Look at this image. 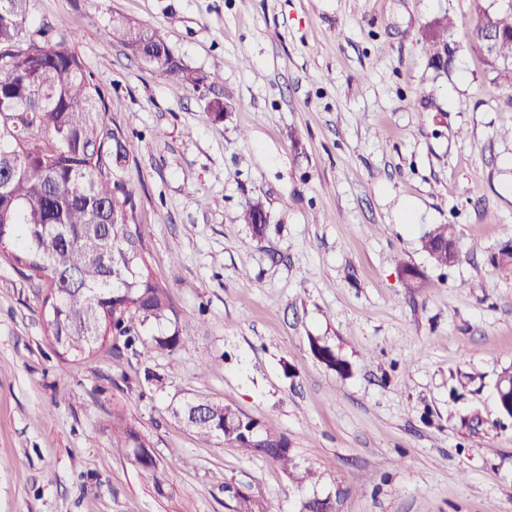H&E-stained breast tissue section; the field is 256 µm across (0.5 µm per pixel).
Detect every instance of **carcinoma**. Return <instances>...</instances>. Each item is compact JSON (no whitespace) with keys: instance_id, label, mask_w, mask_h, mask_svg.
Segmentation results:
<instances>
[{"instance_id":"cac0c4a2","label":"carcinoma","mask_w":512,"mask_h":512,"mask_svg":"<svg viewBox=\"0 0 512 512\" xmlns=\"http://www.w3.org/2000/svg\"><path fill=\"white\" fill-rule=\"evenodd\" d=\"M474 43L484 52L493 81L512 88V0L491 9L475 0ZM33 0H0V52L17 57L9 78L0 83V262L28 279L49 283L39 316L44 333L60 358L93 355L112 342L115 352L139 350L146 356L171 354L190 339L192 325L180 321L167 290L148 266L136 204L120 173L133 144L112 117L108 97L82 59L68 44L72 36L53 42L46 30L30 31ZM452 22L435 20L424 35L432 62L448 54ZM493 49L485 51L486 38ZM112 41L128 48L146 67L175 76L198 88L217 86L222 77L200 74L169 54L158 27L118 18L112 22ZM263 203L254 200L241 220L255 237L269 228L258 223ZM455 238L451 224H433L422 237L433 264L450 268L462 250L448 251L445 238ZM170 325L168 332L143 336L142 328ZM313 355L339 374L348 363L331 347L315 340ZM498 404L512 409V374L497 387ZM197 435L217 439L246 454H261L278 464L298 486L313 478L299 469L288 439L221 401L189 397L180 407ZM112 443L117 448H140L137 466L152 475L158 494H164L159 462L122 415L114 413ZM232 512H273L271 504L224 484Z\"/></svg>"}]
</instances>
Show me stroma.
<instances>
[{
  "instance_id": "obj_1",
  "label": "stroma",
  "mask_w": 512,
  "mask_h": 512,
  "mask_svg": "<svg viewBox=\"0 0 512 512\" xmlns=\"http://www.w3.org/2000/svg\"><path fill=\"white\" fill-rule=\"evenodd\" d=\"M167 26L184 65L218 72L227 110L144 68L112 20ZM454 26L431 67L423 34ZM474 0H35V25L72 49L134 144L146 260L193 337L170 355L58 357L46 284L0 264V512H230L232 483L297 512H512V89L473 41ZM259 199L264 239L240 220ZM453 225L463 256L437 268L421 238ZM424 276L409 285L401 265ZM336 350L327 368L310 339ZM163 389L140 385L144 368ZM203 394L288 440L314 479L200 442L173 414ZM153 448L157 494L112 411ZM192 467L169 462L170 449ZM310 347L316 359L324 363L330 369H333L339 374H344L348 371V363L338 354H336V351H334L331 347L325 344H320L315 340L311 341Z\"/></svg>"
}]
</instances>
